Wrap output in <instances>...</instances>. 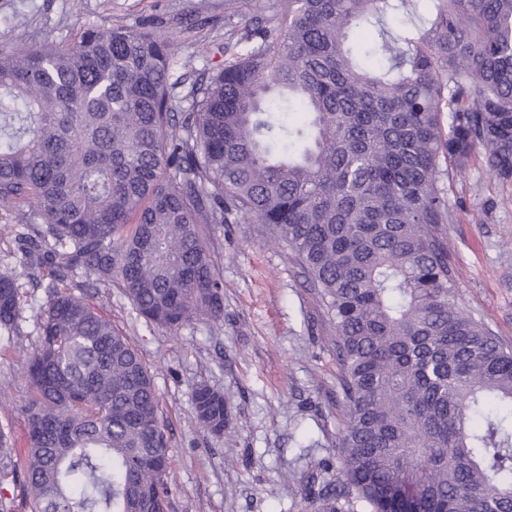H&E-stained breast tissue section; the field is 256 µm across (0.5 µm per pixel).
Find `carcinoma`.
Returning <instances> with one entry per match:
<instances>
[{
  "mask_svg": "<svg viewBox=\"0 0 512 512\" xmlns=\"http://www.w3.org/2000/svg\"><path fill=\"white\" fill-rule=\"evenodd\" d=\"M281 0L234 24L178 112L172 41L84 30L0 50V229L32 230L53 282L29 356L25 446L0 472L29 512H165L153 375L67 291L117 284L139 318L224 320L201 224H266L336 329L340 477L317 512H512V349L456 301L443 178L512 179V0ZM0 272V335L20 332ZM224 435V394L192 393Z\"/></svg>",
  "mask_w": 512,
  "mask_h": 512,
  "instance_id": "cac0c4a2",
  "label": "carcinoma"
}]
</instances>
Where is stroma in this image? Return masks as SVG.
<instances>
[{"label": "stroma", "instance_id": "35a3bbf8", "mask_svg": "<svg viewBox=\"0 0 512 512\" xmlns=\"http://www.w3.org/2000/svg\"><path fill=\"white\" fill-rule=\"evenodd\" d=\"M224 0H0V49L73 42L88 28L158 29L174 38L175 74H214L224 64ZM458 219L441 227L458 276L457 302L512 348V184L473 162L450 184ZM224 281V319L181 329L138 319L121 288L91 296L130 337L150 368L168 425L175 492L169 512H316L309 476L336 480L339 399L335 329L294 253L264 224H205ZM31 244L0 236V271L19 274L25 322L0 338V427L25 442L27 358L49 268L25 277ZM206 383L224 394L223 437L196 422L191 394Z\"/></svg>", "mask_w": 512, "mask_h": 512}]
</instances>
